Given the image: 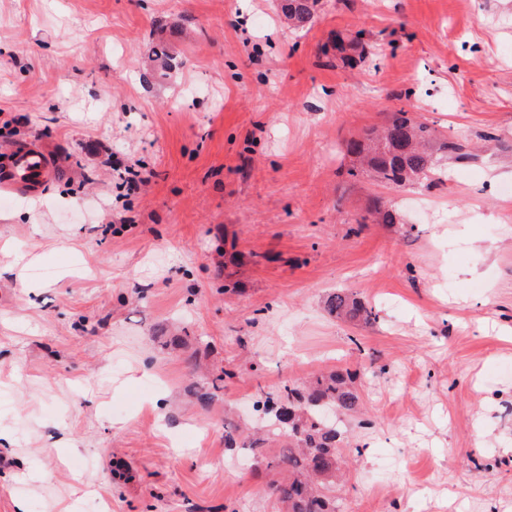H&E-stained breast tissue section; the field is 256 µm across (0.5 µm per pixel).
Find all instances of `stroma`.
<instances>
[{
  "mask_svg": "<svg viewBox=\"0 0 512 512\" xmlns=\"http://www.w3.org/2000/svg\"><path fill=\"white\" fill-rule=\"evenodd\" d=\"M400 109L473 160L350 177ZM25 139L57 170L0 192V512H274L224 422L330 370L362 409L343 512H512V0H322L299 31L278 0H0V149ZM111 151L151 174L124 204ZM339 288L378 320L330 316ZM192 355L226 373L204 409Z\"/></svg>",
  "mask_w": 512,
  "mask_h": 512,
  "instance_id": "1",
  "label": "stroma"
}]
</instances>
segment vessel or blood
I'll list each match as a JSON object with an SVG mask.
<instances>
[{
    "mask_svg": "<svg viewBox=\"0 0 512 512\" xmlns=\"http://www.w3.org/2000/svg\"><path fill=\"white\" fill-rule=\"evenodd\" d=\"M52 167V157L44 145L12 147L0 159V190L29 194L43 189Z\"/></svg>",
    "mask_w": 512,
    "mask_h": 512,
    "instance_id": "vessel-or-blood-1",
    "label": "vessel or blood"
}]
</instances>
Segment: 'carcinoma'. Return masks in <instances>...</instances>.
Segmentation results:
<instances>
[{"instance_id": "cac0c4a2", "label": "carcinoma", "mask_w": 512, "mask_h": 512, "mask_svg": "<svg viewBox=\"0 0 512 512\" xmlns=\"http://www.w3.org/2000/svg\"><path fill=\"white\" fill-rule=\"evenodd\" d=\"M319 2L280 0V9L295 28L304 29L315 23ZM333 43L342 61L355 62L352 51L357 49V42L338 33ZM346 151L359 162L348 170L349 175L365 173L394 188L430 185L440 180L442 158H466L461 145L438 136L435 128L404 110L395 112L382 128L350 140ZM325 307L329 314L342 319L371 323L378 318L374 307L344 290L330 293ZM224 375L223 371L212 376L210 385L195 392L201 406H207L212 391L222 387ZM358 405L359 394L349 373L331 371L306 382L288 381L255 404L266 419L265 436L256 437L228 423L224 425V447L250 449L277 475L270 483L275 512H339L333 492L343 433L336 422L325 418L324 411L332 408L347 415L356 412ZM271 441L278 448L269 456L264 445Z\"/></svg>"}]
</instances>
